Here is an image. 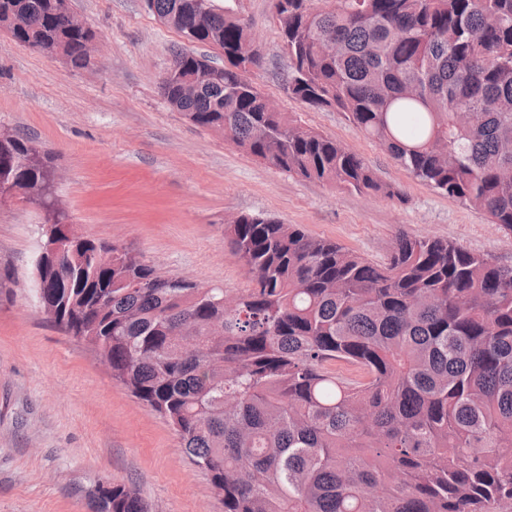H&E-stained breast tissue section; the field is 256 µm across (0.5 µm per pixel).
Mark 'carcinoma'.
<instances>
[{
	"label": "carcinoma",
	"instance_id": "cac0c4a2",
	"mask_svg": "<svg viewBox=\"0 0 512 512\" xmlns=\"http://www.w3.org/2000/svg\"><path fill=\"white\" fill-rule=\"evenodd\" d=\"M146 4L224 53L222 66L172 55L162 94L192 124L290 175L403 199L341 143L265 111L240 56L252 32L233 6ZM64 8L0 0V29L86 68L93 31L65 27ZM276 8L293 98L345 113L415 178L512 234V0ZM38 184L49 187L41 234L57 235L52 157L0 138V186ZM224 239L250 281L227 302L222 288L94 238L36 259L33 295L175 429L224 512H512V266L431 237H402L374 265L263 214L232 219ZM97 512L147 509L116 484L100 489Z\"/></svg>",
	"mask_w": 512,
	"mask_h": 512
}]
</instances>
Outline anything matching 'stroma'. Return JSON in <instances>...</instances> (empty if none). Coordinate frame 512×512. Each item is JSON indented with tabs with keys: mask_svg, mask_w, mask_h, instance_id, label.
Here are the masks:
<instances>
[{
	"mask_svg": "<svg viewBox=\"0 0 512 512\" xmlns=\"http://www.w3.org/2000/svg\"><path fill=\"white\" fill-rule=\"evenodd\" d=\"M97 36L92 65L33 52L0 30V131L52 156L68 221L141 255L164 275L238 294L248 275L224 224L264 214L298 224L369 262L399 236L444 238L512 264V234L470 204L425 185L344 113L287 91L270 0H237L266 65L249 78L281 111L358 154L403 200L341 191L269 167L190 123L160 93L172 51L222 54L163 24L145 0H70ZM45 211L0 205V512H93L99 488L123 484L148 512H224L175 431L113 381L86 343L63 333L30 292Z\"/></svg>",
	"mask_w": 512,
	"mask_h": 512,
	"instance_id": "obj_1",
	"label": "stroma"
}]
</instances>
